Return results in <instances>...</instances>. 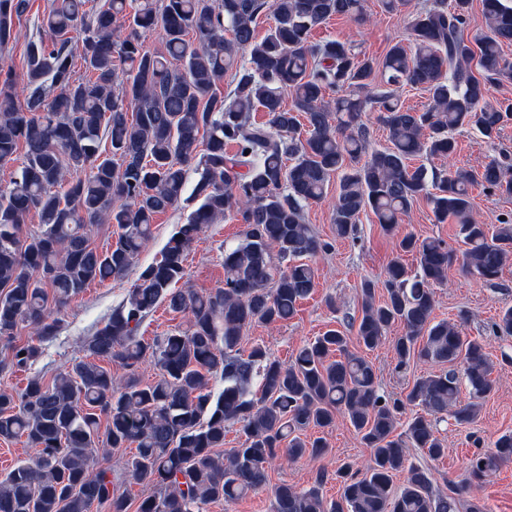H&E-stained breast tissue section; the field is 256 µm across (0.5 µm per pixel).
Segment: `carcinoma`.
Segmentation results:
<instances>
[{"instance_id":"carcinoma-1","label":"carcinoma","mask_w":512,"mask_h":512,"mask_svg":"<svg viewBox=\"0 0 512 512\" xmlns=\"http://www.w3.org/2000/svg\"><path fill=\"white\" fill-rule=\"evenodd\" d=\"M86 2L53 0L42 20L51 41L28 49L24 99L13 91V70L0 69V165L19 162L0 188V342L8 350L0 371L31 366L41 343L58 336L51 306L132 268L154 216L182 199L191 165L198 179L190 199L198 205L84 340V358L49 381L0 391V440L23 438L35 452L0 479V512H129L96 452L131 446L127 472L144 489L136 512H205L268 486L275 461L326 455L322 437L303 435L332 427L339 415L370 449L369 460L336 468V500L322 495L325 469L306 488L269 485L274 512H455L456 499L434 493L431 472L409 453L443 457L437 420L449 414L472 424L477 400L493 387L483 342L433 317L434 289L448 281L453 262L446 242L403 235L386 266L383 300L372 281L360 288V316L351 323L358 346L376 349L398 323L396 368L434 367L414 378L403 399L381 390L371 362L350 351L337 329L288 363L262 344L246 353L239 345L254 324L275 326L296 314L316 286L308 258L354 236L367 210L395 235L414 203L428 201L438 222L459 225L463 270L487 283L499 279L512 259V222L491 231L474 221L469 187L512 195V160L492 159L477 173L410 161L450 159L452 131L474 128L493 141L512 119V100L490 97L492 86L512 82L504 55L512 7L482 0L484 27L469 40L471 0H432L421 9L412 0H381L388 14L408 10V38L378 61L348 42L311 40L312 29L334 16L365 20L364 0H104L92 11ZM28 7L29 0H0L1 48ZM266 13L273 24L259 38L256 22ZM146 30L160 33L164 51L145 47ZM78 58L90 76H76ZM227 73L233 89L224 94ZM403 85L427 93L423 109L402 105ZM329 91L336 97L326 98ZM258 111L265 121L253 119ZM368 112L389 139L371 152ZM103 139L111 146L105 156ZM336 173L334 238L324 239L304 210L322 200ZM32 211L39 228L25 232ZM226 215L243 225L244 240L224 249V286L207 293L177 287L190 246ZM98 224L119 229L105 250L88 233ZM162 303L188 314V326L147 342L139 328ZM20 326L34 339L17 342ZM491 331L512 336V307ZM148 361L159 378L143 385L133 375ZM105 362L126 375H112ZM235 425L242 442L226 451L224 433ZM511 462L512 432L469 459V481L481 483Z\"/></svg>"}]
</instances>
